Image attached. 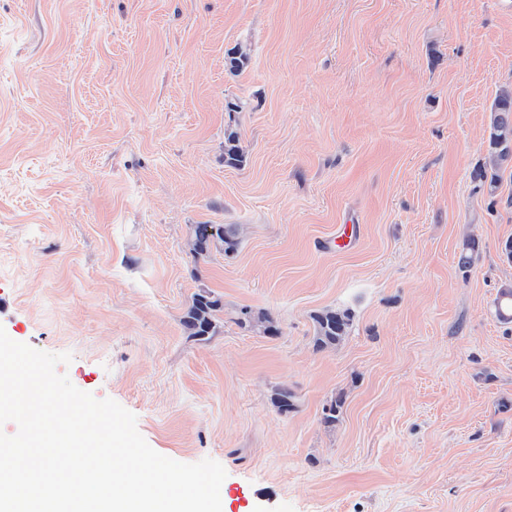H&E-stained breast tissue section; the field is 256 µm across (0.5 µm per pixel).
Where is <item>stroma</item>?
Returning <instances> with one entry per match:
<instances>
[{
	"mask_svg": "<svg viewBox=\"0 0 512 512\" xmlns=\"http://www.w3.org/2000/svg\"><path fill=\"white\" fill-rule=\"evenodd\" d=\"M511 85L512 0H0V327L221 463L222 512H512V162L476 175ZM222 308L219 298L212 292L202 290L195 294L184 318L183 326L190 336H210L216 328V313ZM313 321V346L321 351L344 340L350 325V314L347 310L325 309L314 315Z\"/></svg>",
	"mask_w": 512,
	"mask_h": 512,
	"instance_id": "1",
	"label": "stroma"
}]
</instances>
